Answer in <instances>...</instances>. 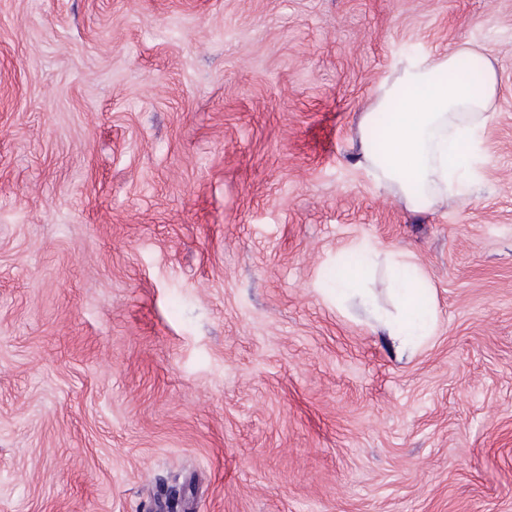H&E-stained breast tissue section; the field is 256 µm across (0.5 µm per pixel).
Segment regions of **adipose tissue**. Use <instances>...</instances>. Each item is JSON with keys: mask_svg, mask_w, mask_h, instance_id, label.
Masks as SVG:
<instances>
[{"mask_svg": "<svg viewBox=\"0 0 512 512\" xmlns=\"http://www.w3.org/2000/svg\"><path fill=\"white\" fill-rule=\"evenodd\" d=\"M476 54V48L466 45L442 57L404 59L393 80L379 86L373 111L361 120L368 173L379 186L399 193L410 210H422L449 194L461 193L467 178L476 171L481 159L477 132L497 86L496 74L488 67L475 83L459 74L461 58ZM397 98L402 101L399 111L391 114L382 139H375L372 130L377 113L387 110ZM462 142L468 146L464 155L456 151ZM378 252L377 244L360 239L337 257L332 290L337 301L356 297L370 302L364 272L349 260L369 258ZM389 262L399 312L393 316L379 311L375 320L402 354L433 335L436 319L431 308L420 304L429 284L410 256L393 251Z\"/></svg>", "mask_w": 512, "mask_h": 512, "instance_id": "1", "label": "adipose tissue"}]
</instances>
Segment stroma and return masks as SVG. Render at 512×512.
Returning <instances> with one entry per match:
<instances>
[{
	"label": "stroma",
	"mask_w": 512,
	"mask_h": 512,
	"mask_svg": "<svg viewBox=\"0 0 512 512\" xmlns=\"http://www.w3.org/2000/svg\"><path fill=\"white\" fill-rule=\"evenodd\" d=\"M466 42L479 171L412 213L360 121ZM0 512H512V0H0ZM379 252L377 244L370 240L360 239L354 241L342 256L336 257V280L335 288H332L331 295H336V304L342 303L353 297H358L365 304H371L369 289L362 285L364 271L361 268L349 265V259L358 256L359 258H371ZM393 272L399 312L397 315L375 310L376 322L386 331L398 353L412 351L434 334V311L422 307L420 299L429 292V284L410 256L403 252L388 253Z\"/></svg>",
	"instance_id": "1"
}]
</instances>
